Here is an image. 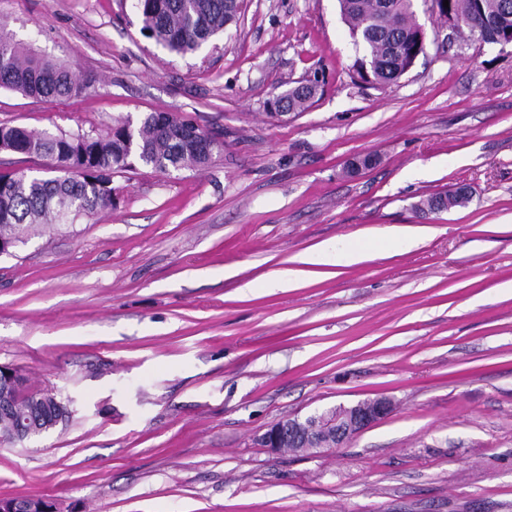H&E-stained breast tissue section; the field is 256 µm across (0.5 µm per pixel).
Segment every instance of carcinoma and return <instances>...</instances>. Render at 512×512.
Here are the masks:
<instances>
[{"instance_id":"obj_1","label":"carcinoma","mask_w":512,"mask_h":512,"mask_svg":"<svg viewBox=\"0 0 512 512\" xmlns=\"http://www.w3.org/2000/svg\"><path fill=\"white\" fill-rule=\"evenodd\" d=\"M340 13L362 56L355 60L364 82H397L425 52V32L413 0H338ZM141 32L169 52L185 56L224 35L234 22L238 0H135ZM446 12L461 21L455 35L468 32L484 42L512 37V0H449ZM0 88L45 100L81 95L89 83L64 63L52 61L0 25ZM320 85L308 82L273 101L274 109L305 111ZM163 113H149L137 126L119 122L102 136L34 134L0 124V148L28 157L52 160L50 176L0 172V237L26 241L25 225L72 224L83 215L112 208V174L139 161L159 171L199 169L208 165L222 143L212 138L198 147L197 128L181 120V135L169 136ZM466 185L428 196L416 205L423 214L440 213L470 202Z\"/></svg>"}]
</instances>
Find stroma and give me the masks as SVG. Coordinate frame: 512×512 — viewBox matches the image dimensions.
I'll return each instance as SVG.
<instances>
[{
    "mask_svg": "<svg viewBox=\"0 0 512 512\" xmlns=\"http://www.w3.org/2000/svg\"><path fill=\"white\" fill-rule=\"evenodd\" d=\"M397 83L354 79L338 0H241L186 57L134 0H0V19L90 83L46 101L0 89V123L103 135L150 112L223 144L196 170L114 175L111 209L35 224L0 257V365L69 415L0 447V497L58 512H512V46L449 41ZM319 78L311 108L268 102ZM376 156L356 174L351 159ZM468 184L467 206L419 199ZM421 242L345 264L368 229ZM329 243L336 264L297 255ZM379 396L342 447L259 437ZM55 503L49 498L0 497V512H55Z\"/></svg>",
    "mask_w": 512,
    "mask_h": 512,
    "instance_id": "35a3bbf8",
    "label": "stroma"
}]
</instances>
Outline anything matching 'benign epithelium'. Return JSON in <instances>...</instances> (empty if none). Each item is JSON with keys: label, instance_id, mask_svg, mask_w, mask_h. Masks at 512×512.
Returning a JSON list of instances; mask_svg holds the SVG:
<instances>
[{"label": "benign epithelium", "instance_id": "obj_1", "mask_svg": "<svg viewBox=\"0 0 512 512\" xmlns=\"http://www.w3.org/2000/svg\"><path fill=\"white\" fill-rule=\"evenodd\" d=\"M0 391L7 400L0 401V416L12 421L9 430L0 429V443H24L37 437L44 430L43 422L51 419L53 424L62 420L61 411L45 405H33L23 416L16 415L14 399L21 391L20 379L16 372L0 366ZM392 410L387 398L361 401L336 412L313 414L303 419H287L272 425L262 436L261 445L277 453L291 442L311 441L319 448H335L352 436L383 420ZM55 503L49 498L0 497V512H55Z\"/></svg>", "mask_w": 512, "mask_h": 512}]
</instances>
